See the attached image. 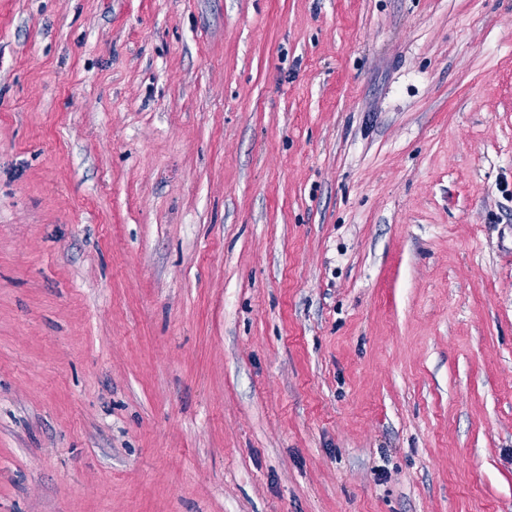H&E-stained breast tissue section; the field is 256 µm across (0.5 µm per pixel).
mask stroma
Masks as SVG:
<instances>
[{
	"label": "stroma",
	"mask_w": 512,
	"mask_h": 512,
	"mask_svg": "<svg viewBox=\"0 0 512 512\" xmlns=\"http://www.w3.org/2000/svg\"><path fill=\"white\" fill-rule=\"evenodd\" d=\"M0 512H512V0H0Z\"/></svg>",
	"instance_id": "35a3bbf8"
}]
</instances>
